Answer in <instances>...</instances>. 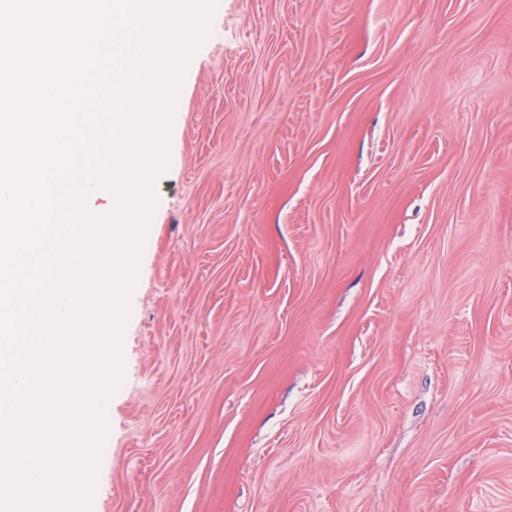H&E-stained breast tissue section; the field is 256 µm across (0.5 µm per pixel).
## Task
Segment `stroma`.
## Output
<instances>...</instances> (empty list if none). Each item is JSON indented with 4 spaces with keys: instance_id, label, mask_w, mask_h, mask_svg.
<instances>
[{
    "instance_id": "1",
    "label": "stroma",
    "mask_w": 512,
    "mask_h": 512,
    "mask_svg": "<svg viewBox=\"0 0 512 512\" xmlns=\"http://www.w3.org/2000/svg\"><path fill=\"white\" fill-rule=\"evenodd\" d=\"M95 512H512V0H216Z\"/></svg>"
}]
</instances>
